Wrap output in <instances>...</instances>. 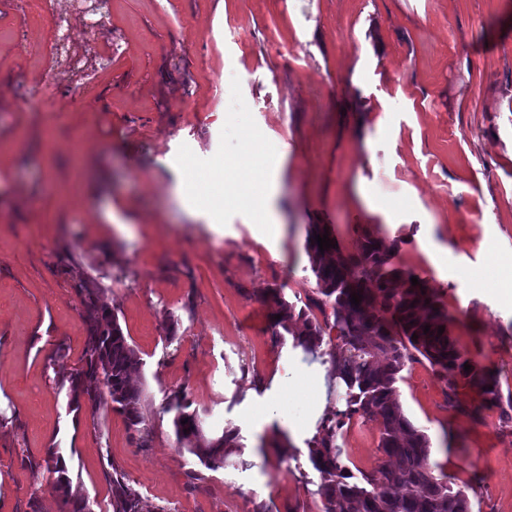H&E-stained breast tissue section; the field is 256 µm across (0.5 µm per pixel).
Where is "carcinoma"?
I'll return each mask as SVG.
<instances>
[{
    "mask_svg": "<svg viewBox=\"0 0 512 512\" xmlns=\"http://www.w3.org/2000/svg\"><path fill=\"white\" fill-rule=\"evenodd\" d=\"M324 225L309 226L306 251L316 288L305 307L279 295L273 296L271 336L289 335L295 346L307 352L326 347L333 375L342 380L343 402L322 418L318 433L308 442L313 477L303 475L307 492L319 499V512H472L468 493L436 474L431 465L432 439L404 413L397 383L407 363L420 355L454 388L461 377L482 391L485 401L502 409L512 422V395L503 397L496 376L472 364L447 330L448 311L425 282L412 285L413 273L392 267L396 241L387 231L367 233L359 252L346 256L340 247L320 251L315 236ZM361 297L351 304V294ZM84 304L88 312V336L81 367L67 376L73 410L88 405L92 413L111 404L130 426L143 423L140 389L130 382L137 355L115 315L92 292ZM317 308L323 319L312 311ZM429 332H424L425 326ZM445 327L438 333L439 327ZM471 369L464 370V365ZM184 393L167 396L166 411L173 413L179 441L209 469L227 463L236 434L225 431L214 440L199 436L195 412ZM378 420L382 424L378 450L393 461L373 472L354 474L344 448V426L353 419ZM32 469L56 475L53 489L69 512H93L88 498L72 491L65 457L49 448L39 462L22 458ZM110 500L105 512H165L150 507L124 474L112 468L108 475Z\"/></svg>",
    "mask_w": 512,
    "mask_h": 512,
    "instance_id": "1",
    "label": "carcinoma"
}]
</instances>
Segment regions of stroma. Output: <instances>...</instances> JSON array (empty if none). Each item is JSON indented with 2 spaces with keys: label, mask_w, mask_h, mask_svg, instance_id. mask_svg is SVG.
<instances>
[{
  "label": "stroma",
  "mask_w": 512,
  "mask_h": 512,
  "mask_svg": "<svg viewBox=\"0 0 512 512\" xmlns=\"http://www.w3.org/2000/svg\"><path fill=\"white\" fill-rule=\"evenodd\" d=\"M59 0H0V512H63L54 477L22 465L66 454L72 486L106 503L117 465L167 512H292L311 465L297 442L246 425V409L295 372L273 343L271 292L304 305L315 286L309 225L343 254L387 230L393 267L434 288L448 329L512 392V302L471 286L512 281V0H106L88 45L85 19ZM68 20L87 86L55 102L31 93L38 53ZM274 150L261 205L211 208L213 169L230 143ZM287 153H278L280 143ZM199 209L177 199L183 162ZM113 209L119 222L100 220ZM279 225L272 237L264 227ZM115 311L139 358L142 428L112 409L74 412L51 356L81 365L80 289ZM184 391L201 436L238 433L226 466L179 443L168 393ZM455 401H448V391ZM431 461L473 512H512V426L465 380L448 388L427 360L398 383ZM380 424L352 422L348 455L384 462ZM200 478L189 481V471Z\"/></svg>",
  "instance_id": "stroma-1"
}]
</instances>
